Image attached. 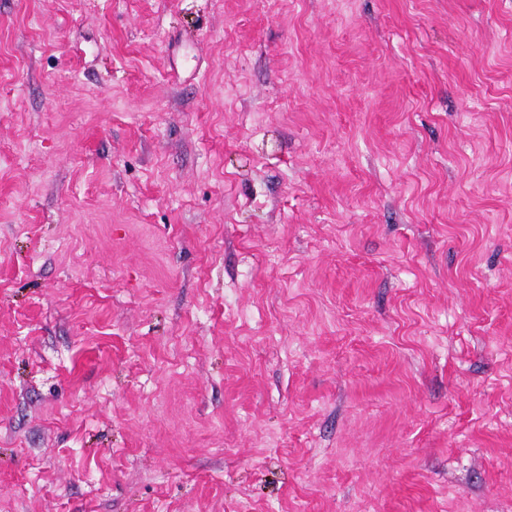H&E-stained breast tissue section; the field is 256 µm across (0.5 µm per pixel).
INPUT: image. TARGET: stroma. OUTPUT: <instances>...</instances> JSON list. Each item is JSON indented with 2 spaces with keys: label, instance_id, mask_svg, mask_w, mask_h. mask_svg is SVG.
<instances>
[{
  "label": "stroma",
  "instance_id": "1",
  "mask_svg": "<svg viewBox=\"0 0 512 512\" xmlns=\"http://www.w3.org/2000/svg\"><path fill=\"white\" fill-rule=\"evenodd\" d=\"M0 512H512V0H0Z\"/></svg>",
  "mask_w": 512,
  "mask_h": 512
}]
</instances>
